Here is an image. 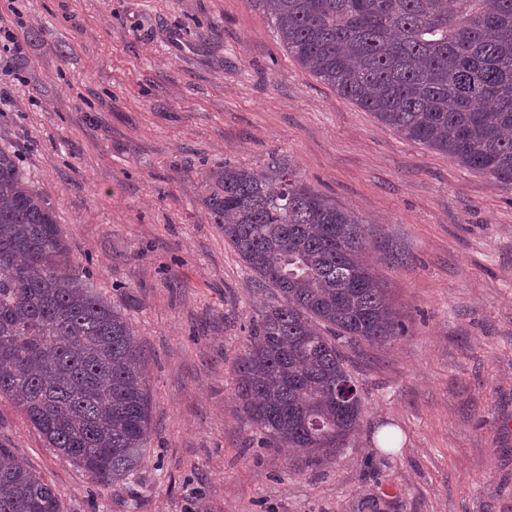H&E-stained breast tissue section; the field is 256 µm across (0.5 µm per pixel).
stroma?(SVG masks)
<instances>
[{"mask_svg":"<svg viewBox=\"0 0 512 512\" xmlns=\"http://www.w3.org/2000/svg\"><path fill=\"white\" fill-rule=\"evenodd\" d=\"M0 31L22 47L0 63V148L145 356L147 450L123 484H94L0 398V443L65 512H512V186L338 94L262 0H0ZM275 156L402 252L367 260L404 331L344 347L360 426L308 469L249 442L235 363L278 294L202 201L209 169Z\"/></svg>","mask_w":512,"mask_h":512,"instance_id":"1","label":"stroma"}]
</instances>
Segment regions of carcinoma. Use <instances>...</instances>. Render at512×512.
<instances>
[{
	"label": "carcinoma",
	"instance_id": "carcinoma-1",
	"mask_svg": "<svg viewBox=\"0 0 512 512\" xmlns=\"http://www.w3.org/2000/svg\"><path fill=\"white\" fill-rule=\"evenodd\" d=\"M304 68L403 137L512 185V0H263ZM204 204L280 300L252 322L236 395L261 444L306 448L307 467L362 418L343 344L388 343L400 322L365 260L369 228L272 159L224 162ZM48 200L0 148V397L101 485L144 457L148 388L120 309L90 286ZM0 512H62L59 491L0 444Z\"/></svg>",
	"mask_w": 512,
	"mask_h": 512
}]
</instances>
